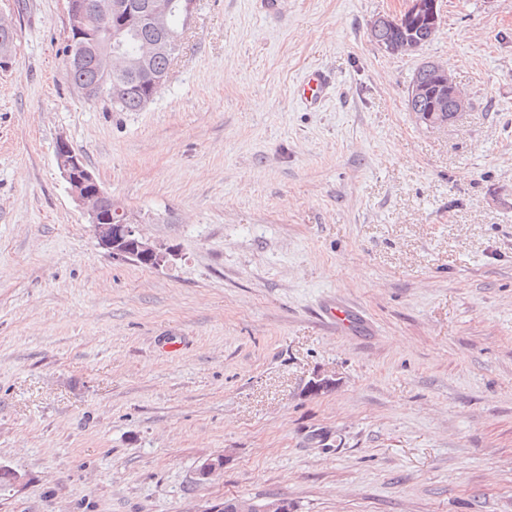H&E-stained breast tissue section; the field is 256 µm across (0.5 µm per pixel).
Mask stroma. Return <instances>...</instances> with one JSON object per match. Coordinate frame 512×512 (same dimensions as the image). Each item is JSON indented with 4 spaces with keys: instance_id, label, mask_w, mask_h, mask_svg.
<instances>
[{
    "instance_id": "35a3bbf8",
    "label": "stroma",
    "mask_w": 512,
    "mask_h": 512,
    "mask_svg": "<svg viewBox=\"0 0 512 512\" xmlns=\"http://www.w3.org/2000/svg\"><path fill=\"white\" fill-rule=\"evenodd\" d=\"M405 7L197 0L166 83L115 112L65 78L66 0H0V512H512V0H441L385 54L368 25ZM431 60L471 103L439 128L406 106ZM61 138L164 266L99 247ZM328 80L324 72L315 69L308 73L297 87V94L302 102L310 106H318L327 93ZM323 317L337 328H348L352 321V310L342 302L331 300L323 305ZM294 512V506L285 498H269L264 502L240 497L225 498L224 503L205 507L197 512Z\"/></svg>"
}]
</instances>
